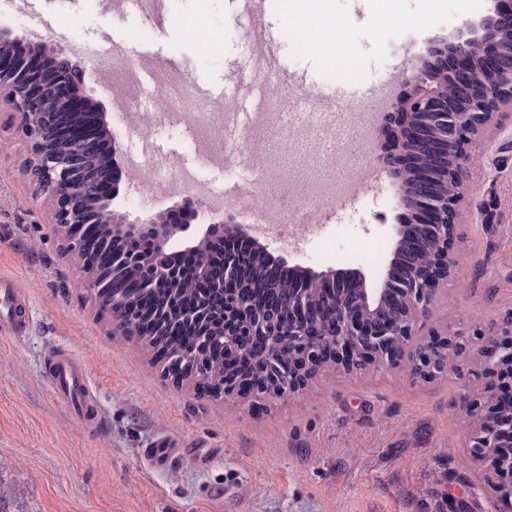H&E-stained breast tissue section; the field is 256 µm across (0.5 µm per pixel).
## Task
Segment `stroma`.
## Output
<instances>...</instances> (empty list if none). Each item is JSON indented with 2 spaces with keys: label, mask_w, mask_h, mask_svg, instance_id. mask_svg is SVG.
Segmentation results:
<instances>
[{
  "label": "stroma",
  "mask_w": 512,
  "mask_h": 512,
  "mask_svg": "<svg viewBox=\"0 0 512 512\" xmlns=\"http://www.w3.org/2000/svg\"><path fill=\"white\" fill-rule=\"evenodd\" d=\"M492 0H401L396 25L378 31L386 5L330 0L350 15L354 61L349 78L300 47L291 26L272 13L289 64L307 68L331 88L368 89L401 77L430 41L478 20ZM193 20L223 37L222 54L186 41ZM34 30L66 42L86 71L85 88L104 112L139 172L121 185L115 207L143 219L175 204L164 185L179 167L194 169L215 192L235 184L275 186L274 207L289 219L315 184H339L352 166L374 168L385 141L363 158L350 154L355 130L328 136L289 124L288 96L269 108L262 136L265 162L242 140L224 144V163L210 162L180 130L141 127L157 110L156 76L144 55L182 59L191 79L224 84L251 46L235 0H174L162 30L143 27L102 0H0V31ZM138 69L126 111L112 109L98 66ZM476 164L459 205L460 264L434 300L430 326L500 336L512 315V120L488 127L471 146ZM30 145L12 113L0 112V274L11 276L24 301L20 335L0 331V512H504L482 470L464 457L461 395L482 398L483 366L471 357L426 379L405 365L321 371L301 392L244 401L201 395L194 383L175 386L161 366L112 335L77 255L53 222L51 198L25 169ZM396 188L383 177L354 207L337 208L317 232H270V252L315 271L354 270L379 280L400 224ZM68 355L84 368L90 398L84 416L54 392L53 368ZM171 453L155 464L150 448Z\"/></svg>",
  "instance_id": "1"
}]
</instances>
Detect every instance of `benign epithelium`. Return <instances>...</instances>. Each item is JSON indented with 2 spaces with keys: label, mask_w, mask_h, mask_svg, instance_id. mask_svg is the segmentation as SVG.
Listing matches in <instances>:
<instances>
[{
  "label": "benign epithelium",
  "mask_w": 512,
  "mask_h": 512,
  "mask_svg": "<svg viewBox=\"0 0 512 512\" xmlns=\"http://www.w3.org/2000/svg\"><path fill=\"white\" fill-rule=\"evenodd\" d=\"M512 32V0H493L492 10L480 20L465 24V29L437 40L426 56L418 59L402 83L413 86L407 95L387 103L380 113L371 138L388 136L390 126L397 125L394 135L397 154L377 156L376 162L389 173L398 188V205L405 215L384 279L371 288L359 272H298L299 281L317 283L336 289L328 306L331 322L322 325L303 313L305 300L288 285V311L299 315L288 331L281 330L279 316L283 305L273 304L261 313H253L244 296H232V271L243 263L238 252H224V262L214 264L205 259L210 243L227 238L251 242L252 248L266 258V264L279 262L259 240L253 238L246 224L227 225L224 221L208 226L202 243L185 248V254L201 257L196 268L213 304L224 308V339L205 336L200 348L222 350L237 360L260 363L265 383L253 387L242 379L224 381V398L249 394L282 396L297 393L323 368V358L331 356L336 366L359 369L366 362L399 364L405 360L413 374L432 378L448 370L450 355L459 358L473 348V340L463 334L443 335L430 331L418 341L415 336L431 317V305L437 291L448 283V269L458 266L457 234L459 198L433 191L432 172L414 164L415 148L429 141L436 154H456L452 178L466 182L464 153L468 140L494 118L506 116L503 107L512 106V98L485 79L493 73L512 70V40L503 35ZM84 70L70 60L68 46L50 42L31 32L22 38L0 33V111L13 113L29 139L31 158L26 172L39 189L49 194L54 204L53 224L60 228L70 250L77 253L85 271L83 286L95 292L100 308L114 307L124 299L127 282L149 294L177 282L185 268L173 261L170 241L201 218L195 197L184 196L180 204L147 219L127 221L114 208L119 196L122 150L110 135L109 123L101 119L97 128L89 129L81 116L99 111L98 103L85 93L83 81L73 74ZM453 80L460 98L486 107L484 112L459 108L448 98L446 85ZM62 142L63 151L50 143ZM106 153L107 159L90 166L88 156ZM415 179L417 193L408 191L409 179ZM87 213L88 221L112 228V238L99 241L97 252L86 248L84 227L73 219ZM421 229L417 246L433 257L430 267L416 266L400 275L397 260L410 231ZM143 310L136 304L126 305L120 320L112 321V335L139 334ZM295 349L296 365L284 366L277 357L283 336ZM484 358L486 403L477 421L468 428V455L473 460L495 459L494 492L501 498L512 497V462L498 459L504 448L512 447V391L504 393L496 382L500 365L512 366V341L493 342L481 349ZM187 361L196 378L209 375V364L192 350L169 345L157 358L165 375L177 382V371L170 363ZM508 408L506 419L488 425L485 419L498 416Z\"/></svg>",
  "instance_id": "1"
}]
</instances>
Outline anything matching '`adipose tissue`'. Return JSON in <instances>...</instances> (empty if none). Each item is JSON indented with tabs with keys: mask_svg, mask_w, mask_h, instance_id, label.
Masks as SVG:
<instances>
[{
	"mask_svg": "<svg viewBox=\"0 0 512 512\" xmlns=\"http://www.w3.org/2000/svg\"><path fill=\"white\" fill-rule=\"evenodd\" d=\"M327 2L328 0H277L275 9L279 16L292 22L296 35L315 56L320 60H333L345 66L349 63L348 21L330 13L326 8ZM305 14L317 15V24H303L301 17Z\"/></svg>",
	"mask_w": 512,
	"mask_h": 512,
	"instance_id": "adipose-tissue-1",
	"label": "adipose tissue"
}]
</instances>
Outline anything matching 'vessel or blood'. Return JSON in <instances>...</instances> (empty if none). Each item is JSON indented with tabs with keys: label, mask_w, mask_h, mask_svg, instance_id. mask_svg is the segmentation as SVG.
I'll return each instance as SVG.
<instances>
[{
	"label": "vessel or blood",
	"mask_w": 512,
	"mask_h": 512,
	"mask_svg": "<svg viewBox=\"0 0 512 512\" xmlns=\"http://www.w3.org/2000/svg\"><path fill=\"white\" fill-rule=\"evenodd\" d=\"M242 12L250 20L246 29L248 39L256 53L234 79V97L237 102L235 117L224 123V135L234 138L243 130V121H256L265 108V78L278 80L288 91L292 105L315 104L326 111L336 107V94L331 88L319 85L314 78L291 68L283 52L279 35L265 26L256 25L254 18L265 9V0H240ZM115 9L135 15L148 26L165 27L167 17L166 0H112ZM148 69L168 73L173 80L185 82L188 74L186 64L176 57L145 56ZM21 308L17 287L10 277L0 276V322L19 327ZM53 378L56 393L69 402L77 414H84L89 396L86 376L82 368L68 359L58 360Z\"/></svg>",
	"instance_id": "1"
}]
</instances>
